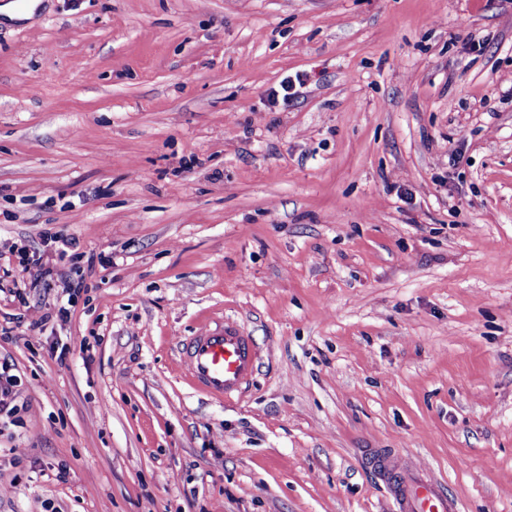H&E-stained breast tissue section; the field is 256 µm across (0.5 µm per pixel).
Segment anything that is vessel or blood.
I'll return each instance as SVG.
<instances>
[{"instance_id":"vessel-or-blood-1","label":"vessel or blood","mask_w":512,"mask_h":512,"mask_svg":"<svg viewBox=\"0 0 512 512\" xmlns=\"http://www.w3.org/2000/svg\"><path fill=\"white\" fill-rule=\"evenodd\" d=\"M177 349L185 356L194 386L218 401L239 395L258 367L252 337L233 323H219L201 335L178 340ZM375 466L398 512H458L456 501L448 498L428 472L396 462L386 450L377 452Z\"/></svg>"}]
</instances>
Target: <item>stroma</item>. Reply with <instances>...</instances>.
I'll use <instances>...</instances> for the list:
<instances>
[{
    "label": "stroma",
    "instance_id": "35a3bbf8",
    "mask_svg": "<svg viewBox=\"0 0 512 512\" xmlns=\"http://www.w3.org/2000/svg\"><path fill=\"white\" fill-rule=\"evenodd\" d=\"M54 233L77 255L43 279ZM16 241L36 260L0 279V512H395L380 449L459 512H512V0L0 18ZM221 320L259 350L223 402L175 346Z\"/></svg>",
    "mask_w": 512,
    "mask_h": 512
}]
</instances>
